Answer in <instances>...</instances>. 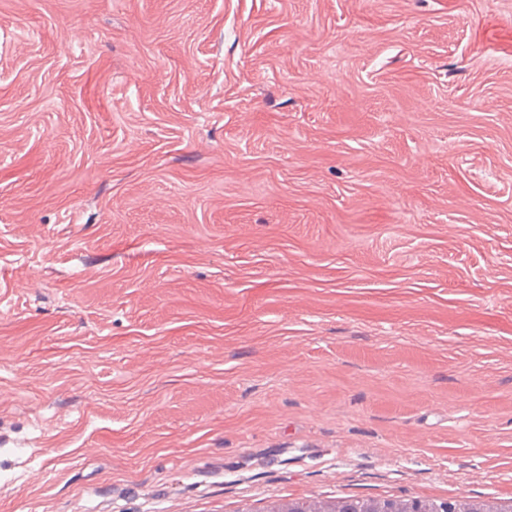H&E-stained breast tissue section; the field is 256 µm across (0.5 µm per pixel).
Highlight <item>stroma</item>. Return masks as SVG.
I'll return each mask as SVG.
<instances>
[{
  "instance_id": "stroma-1",
  "label": "stroma",
  "mask_w": 512,
  "mask_h": 512,
  "mask_svg": "<svg viewBox=\"0 0 512 512\" xmlns=\"http://www.w3.org/2000/svg\"><path fill=\"white\" fill-rule=\"evenodd\" d=\"M512 498V0H0V512Z\"/></svg>"
}]
</instances>
